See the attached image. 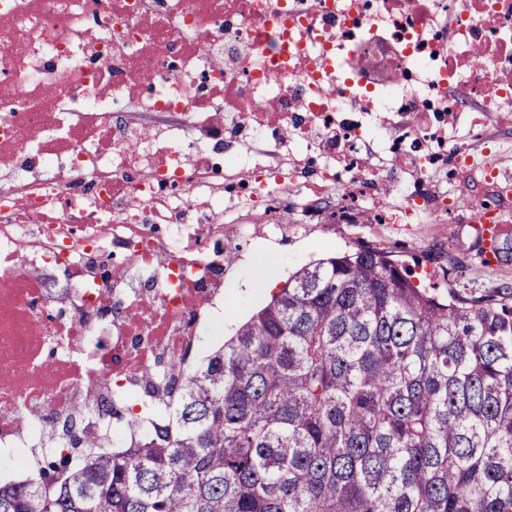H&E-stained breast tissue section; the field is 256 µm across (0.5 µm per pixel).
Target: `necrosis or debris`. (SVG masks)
Wrapping results in <instances>:
<instances>
[{"mask_svg": "<svg viewBox=\"0 0 512 512\" xmlns=\"http://www.w3.org/2000/svg\"><path fill=\"white\" fill-rule=\"evenodd\" d=\"M493 126L512 0H0V475L80 407L89 447L143 431L114 384L169 400L223 337L254 211L477 223L458 179Z\"/></svg>", "mask_w": 512, "mask_h": 512, "instance_id": "necrosis-or-debris-1", "label": "necrosis or debris"}]
</instances>
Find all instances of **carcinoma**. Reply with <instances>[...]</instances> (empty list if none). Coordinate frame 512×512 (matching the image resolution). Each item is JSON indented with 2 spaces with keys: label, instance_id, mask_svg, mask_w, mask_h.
Instances as JSON below:
<instances>
[{
  "label": "carcinoma",
  "instance_id": "carcinoma-1",
  "mask_svg": "<svg viewBox=\"0 0 512 512\" xmlns=\"http://www.w3.org/2000/svg\"><path fill=\"white\" fill-rule=\"evenodd\" d=\"M125 448L50 445L0 512H512V290L378 250L295 271Z\"/></svg>",
  "mask_w": 512,
  "mask_h": 512
}]
</instances>
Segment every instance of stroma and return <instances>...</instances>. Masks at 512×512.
<instances>
[{"mask_svg": "<svg viewBox=\"0 0 512 512\" xmlns=\"http://www.w3.org/2000/svg\"><path fill=\"white\" fill-rule=\"evenodd\" d=\"M498 260L485 263L468 224H306L277 242L255 233L241 242L242 256L224 277V299L234 306L224 318V333L270 298V291L249 287L251 278L271 272L283 288L298 268L334 252L377 248L411 267L422 283L439 293L455 290L471 298L497 288H512V231L504 235Z\"/></svg>", "mask_w": 512, "mask_h": 512, "instance_id": "35a3bbf8", "label": "stroma"}]
</instances>
